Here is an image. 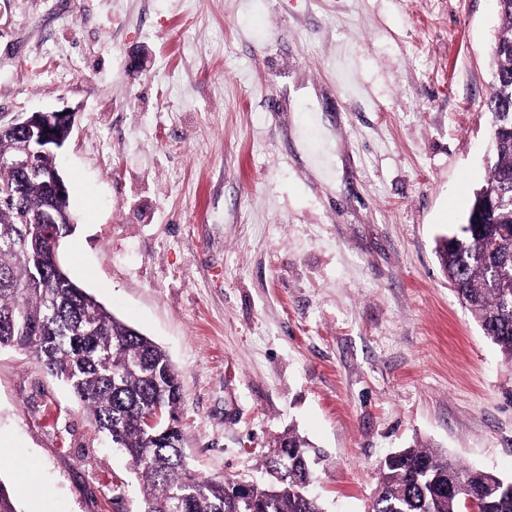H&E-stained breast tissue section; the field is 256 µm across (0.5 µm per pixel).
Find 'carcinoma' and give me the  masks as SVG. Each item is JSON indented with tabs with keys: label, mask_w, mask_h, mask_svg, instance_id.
I'll list each match as a JSON object with an SVG mask.
<instances>
[{
	"label": "carcinoma",
	"mask_w": 512,
	"mask_h": 512,
	"mask_svg": "<svg viewBox=\"0 0 512 512\" xmlns=\"http://www.w3.org/2000/svg\"><path fill=\"white\" fill-rule=\"evenodd\" d=\"M496 3L501 25L486 100L493 163L467 222L438 256L462 305L512 363V0ZM29 147L38 145L26 129L0 132V348L31 355L65 382L127 454L142 480L135 512H324L311 491L319 455L291 432L248 500L237 479H202L187 468L178 375L165 350L69 278L58 251L76 225L68 206H52L41 177L58 171L56 153L35 156L37 175L11 168ZM377 488L371 512H460L471 489L481 492V512H512V480L423 446L381 462ZM0 512H18L2 482Z\"/></svg>",
	"instance_id": "carcinoma-1"
}]
</instances>
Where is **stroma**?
<instances>
[{"label":"stroma","mask_w":512,"mask_h":512,"mask_svg":"<svg viewBox=\"0 0 512 512\" xmlns=\"http://www.w3.org/2000/svg\"><path fill=\"white\" fill-rule=\"evenodd\" d=\"M500 24L495 0H0V117L73 112L60 262L169 354L192 473L260 478L291 431L326 512H370L419 444L512 479V364L437 254L488 176ZM19 461V512H134L129 459L1 349L7 486Z\"/></svg>","instance_id":"1"}]
</instances>
